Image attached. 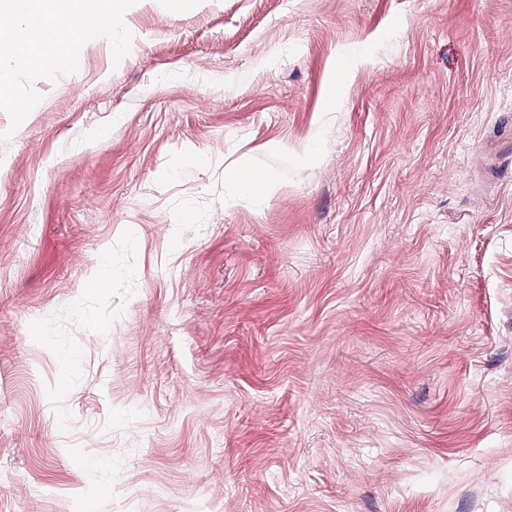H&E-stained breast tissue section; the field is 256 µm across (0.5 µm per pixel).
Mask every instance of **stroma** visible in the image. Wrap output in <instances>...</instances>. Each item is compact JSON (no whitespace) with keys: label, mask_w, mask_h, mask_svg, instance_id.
<instances>
[{"label":"stroma","mask_w":512,"mask_h":512,"mask_svg":"<svg viewBox=\"0 0 512 512\" xmlns=\"http://www.w3.org/2000/svg\"><path fill=\"white\" fill-rule=\"evenodd\" d=\"M124 22L0 143V512H512V0ZM248 177L251 179L246 180ZM224 181L240 189L251 200L264 199L274 189L270 175L254 171L239 162L224 167Z\"/></svg>","instance_id":"stroma-1"}]
</instances>
